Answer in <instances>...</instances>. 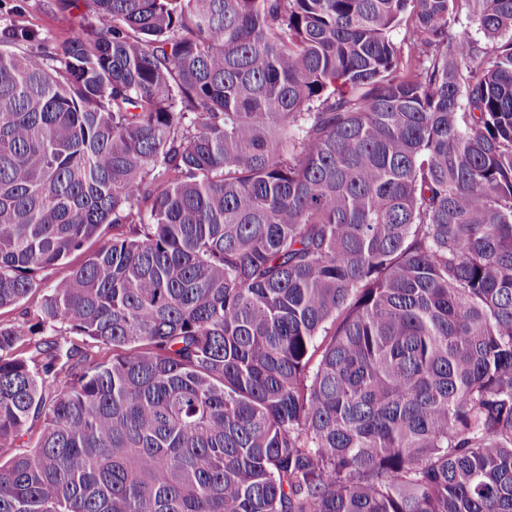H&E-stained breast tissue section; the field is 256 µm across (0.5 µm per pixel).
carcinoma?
<instances>
[{"instance_id":"carcinoma-1","label":"carcinoma","mask_w":512,"mask_h":512,"mask_svg":"<svg viewBox=\"0 0 512 512\" xmlns=\"http://www.w3.org/2000/svg\"><path fill=\"white\" fill-rule=\"evenodd\" d=\"M80 5L0 19V512H512V0ZM44 3L46 1L26 0L27 16L34 24L55 33L70 28L77 21L78 14L76 11L71 14H50L44 9Z\"/></svg>"}]
</instances>
